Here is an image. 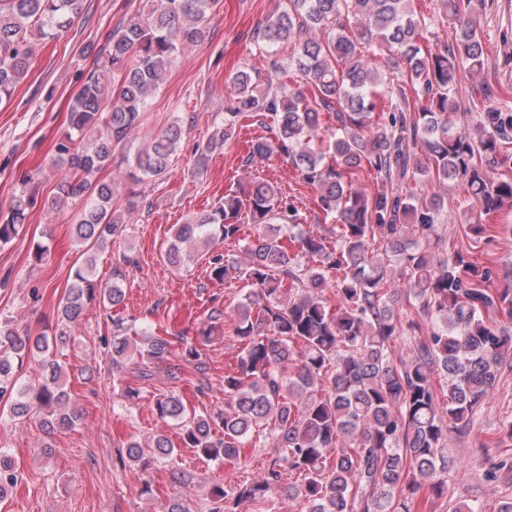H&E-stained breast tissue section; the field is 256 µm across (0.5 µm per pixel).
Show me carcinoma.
<instances>
[{"label": "carcinoma", "mask_w": 512, "mask_h": 512, "mask_svg": "<svg viewBox=\"0 0 512 512\" xmlns=\"http://www.w3.org/2000/svg\"><path fill=\"white\" fill-rule=\"evenodd\" d=\"M149 2L98 51L96 67L71 99L69 132L56 145L70 175L59 182L55 201L82 205L73 225L82 253L58 310L64 326L80 321L94 301L115 307L125 299L118 282L103 288L95 277L94 251L121 224L114 184L99 173L140 125L180 51L205 40L208 18L223 6V0ZM440 5L438 24L452 36L436 51L427 46L432 21L416 0H282L257 46L262 52L294 45L297 87L267 96L244 70L230 78L234 95L220 142L244 118L270 119L274 139L251 141L250 158L288 156L336 228L332 240L303 230L288 195L261 178L177 225L165 250L166 262L180 270L220 239L244 241L245 262L221 253L208 260L211 280L238 279L248 287L234 309L242 350L235 369L224 374V406L197 414L175 393L156 400L159 418L175 422L183 445L209 460L237 461L253 441L274 450L259 479L214 487L213 498L224 507L211 512L281 494L301 500L305 512H414L421 490L448 494V430L470 428L512 357V328L484 320L491 309L512 318V285L486 287L512 272L502 276L462 251L436 265L418 248V241L439 237V196L353 187L365 171L390 182L431 175L461 181L486 216L512 210V179L496 176L512 161V111L478 113L477 139L450 123L458 111L457 72L463 67L480 76L486 52L468 15L470 0ZM81 11L82 0H0V102L28 75L35 41L67 31ZM349 17L360 23L351 27L344 23ZM314 30L324 37H310ZM376 49L387 51L386 73L369 59ZM380 86L390 97L398 94V104L383 109ZM181 136L173 122L139 147L133 177H164ZM26 218L20 200L0 222V243L13 240ZM247 224L257 227L251 238L241 237ZM288 282L301 292L288 291ZM328 288L334 307L324 297ZM400 292L407 305L397 309L392 302ZM222 319V310L211 309L200 343L181 354L200 374L202 395L209 386L199 344L211 341ZM410 339L412 356H397ZM106 346L116 368L170 354L166 337L133 330L121 319L112 321ZM26 357L40 358L43 374L38 384L19 389L18 364ZM62 377L45 339L0 322V400L19 394L13 418L42 414L60 428L73 426L80 414L69 406ZM147 447L159 457L174 452L162 434ZM294 472L302 483L284 486V475ZM17 482L15 460L0 453V500Z\"/></svg>", "instance_id": "1"}]
</instances>
